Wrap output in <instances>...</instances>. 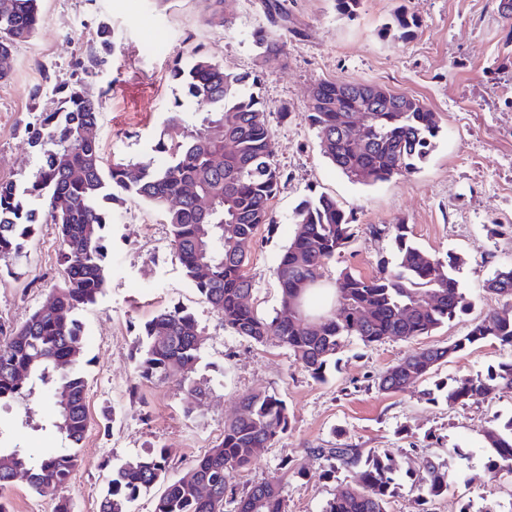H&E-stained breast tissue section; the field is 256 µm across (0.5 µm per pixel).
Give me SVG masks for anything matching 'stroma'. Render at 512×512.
I'll return each instance as SVG.
<instances>
[{
	"instance_id": "stroma-1",
	"label": "stroma",
	"mask_w": 512,
	"mask_h": 512,
	"mask_svg": "<svg viewBox=\"0 0 512 512\" xmlns=\"http://www.w3.org/2000/svg\"><path fill=\"white\" fill-rule=\"evenodd\" d=\"M280 4L288 16L280 32L286 47L268 61L253 43L254 32L270 25L263 0H41L34 37L14 49L9 76L0 81V182L22 184L32 177L38 157L24 125L39 113L58 111L73 89L101 104L93 135L104 165L149 153L173 104L196 113L170 69L198 50L227 69L258 75L256 92L269 107L273 154L284 178L272 202L275 232L259 231L245 246L251 303L259 314L279 306L274 270L293 235L296 204L320 193L334 197L357 224L351 246L329 263L328 281L344 269L373 275L378 261L393 254L388 226L402 222L422 250L464 257L457 279L470 307L412 342L366 346L350 340L336 371L320 383L276 341L259 344L224 330L185 279L162 211L126 201L114 208L104 230L107 286L81 316L91 426L80 449L82 464L63 493L74 512H98L109 470L163 445L175 449L169 475L179 477L220 440L240 398L261 390L287 402L290 427L262 450L252 469L228 471L227 481L237 489L277 476L286 456L306 472L303 481L288 482L286 512H324L345 481L324 478L308 450L343 437L363 448L390 450L402 472L414 449L437 454L447 465L448 490L429 502L430 512H512V481L487 469L481 436L482 428L512 417V389L462 406L426 401L416 388L385 395L374 387L408 351L451 344L506 304L483 289L496 270L512 265V44L498 0H408L421 21L408 41L381 33L398 0H363L351 20L337 15L334 0ZM103 24L113 30L116 50L95 77L80 78L74 64ZM321 80L382 85L435 112L439 136L420 171L374 186L342 175L323 156L305 119L311 89ZM61 251L56 225L40 224L13 274H0L1 326L23 323L62 286ZM173 306L188 309L200 331L195 379L207 396L189 416V397L177 384L135 379L139 325ZM509 359L512 348L470 345L432 379L484 373ZM54 419L43 398L0 406V427L10 442L35 454L60 447ZM63 493H37L21 484L5 497L10 512H54Z\"/></svg>"
}]
</instances>
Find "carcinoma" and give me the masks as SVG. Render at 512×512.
I'll use <instances>...</instances> for the list:
<instances>
[{
    "instance_id": "obj_1",
    "label": "carcinoma",
    "mask_w": 512,
    "mask_h": 512,
    "mask_svg": "<svg viewBox=\"0 0 512 512\" xmlns=\"http://www.w3.org/2000/svg\"><path fill=\"white\" fill-rule=\"evenodd\" d=\"M40 0H0V56L28 41L39 23ZM362 0H335L336 14L352 18ZM420 20L399 6L384 32L407 40ZM254 43L267 58L281 50L273 29H259ZM115 50L112 30L103 25L76 68L86 76L108 62ZM172 77L194 100L201 116L190 123L180 103L169 109L167 123L184 129L179 139L159 137L152 154L112 161L103 166L96 139L83 130L96 126L99 101L74 89L65 106L45 112L28 128L30 144L39 153L33 180L24 186L0 183V261L25 254L37 224L49 216L58 226L64 265L63 286L51 292L28 319L7 331L0 329V402L24 399L36 383L45 386L57 418L53 427L67 442L38 457L26 448L5 443L0 432V495L23 473L35 492L50 485L63 488L80 465L76 448L89 428L80 313L96 304L107 286L104 228L112 205L136 198L166 213L170 248L186 279L233 334L263 343L275 339L315 381L324 382L336 369L346 343L355 337L369 346L385 339L413 341L464 313L470 305L456 274L464 258L432 256L409 237L408 225L388 227L395 246L393 259L378 263L375 275L344 271L336 278V315L309 319L313 297L323 288L324 269L350 246L355 220L336 200L319 194L303 199L294 210V236L274 270L281 292L280 308L262 318L243 303L253 291L242 244L262 226L272 231L271 209L284 174L274 160L268 106L255 95L258 77L230 72L196 52L172 70ZM385 97L370 113L361 131L351 113L371 101V90ZM316 129L323 155L349 180L374 185L417 172L434 148L436 115L424 103L392 89L365 83L320 81L305 115ZM223 158V166L214 156ZM213 203L205 212L198 199ZM487 292L512 299V266L496 271L484 284ZM195 317L180 307L165 308L139 327L135 373L145 383L182 386L199 403L207 391L194 373L199 359ZM491 342L512 348V314L492 312L474 323L463 338L448 346L420 348L401 358L379 379L385 394L404 393L426 381L454 353L469 345ZM512 388V360L487 374L454 377L426 388L422 395L450 405L485 396L499 386ZM242 412L224 424L219 444L198 457L177 479L168 478L172 450L150 448L112 468L98 512H132L141 496L164 486L153 512H285L284 477L301 479L302 468L283 457L281 476L239 492L226 484L229 469L256 464L257 449L266 448L289 429L288 407L274 393L252 392L240 401ZM489 449L487 468L512 476V418L482 430ZM320 460L324 476L345 472L349 483L325 512H388L398 495L397 467L386 449L360 448L351 442H329L308 449ZM410 492L428 502L448 490V470L432 454L415 456L406 470Z\"/></svg>"
}]
</instances>
